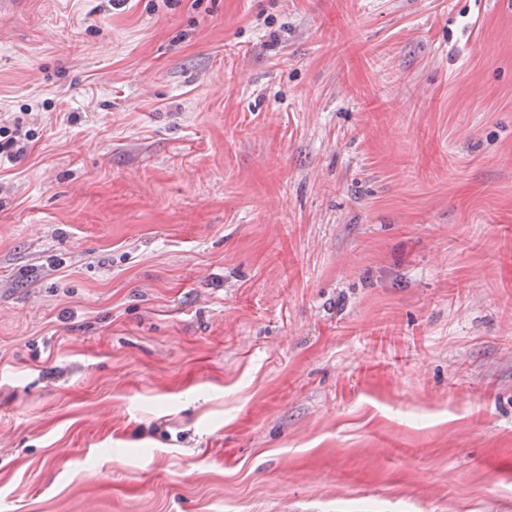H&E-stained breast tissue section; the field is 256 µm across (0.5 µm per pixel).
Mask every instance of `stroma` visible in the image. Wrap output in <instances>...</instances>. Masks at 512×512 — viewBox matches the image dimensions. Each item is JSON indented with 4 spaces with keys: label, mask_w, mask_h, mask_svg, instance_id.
<instances>
[{
    "label": "stroma",
    "mask_w": 512,
    "mask_h": 512,
    "mask_svg": "<svg viewBox=\"0 0 512 512\" xmlns=\"http://www.w3.org/2000/svg\"><path fill=\"white\" fill-rule=\"evenodd\" d=\"M1 112L0 512H512V0H0ZM33 138L31 129H25L23 120L16 116L0 118V163H12L26 155L28 144Z\"/></svg>",
    "instance_id": "obj_1"
}]
</instances>
